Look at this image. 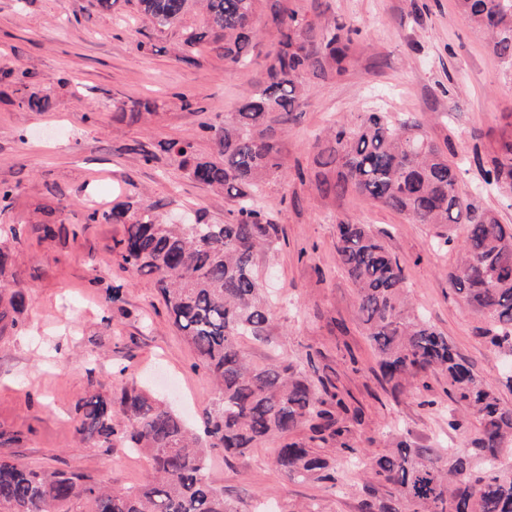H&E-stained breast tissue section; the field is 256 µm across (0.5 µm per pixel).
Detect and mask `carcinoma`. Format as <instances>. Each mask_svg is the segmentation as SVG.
I'll return each mask as SVG.
<instances>
[{"mask_svg":"<svg viewBox=\"0 0 512 512\" xmlns=\"http://www.w3.org/2000/svg\"><path fill=\"white\" fill-rule=\"evenodd\" d=\"M153 24L179 23L192 3L205 24L224 35V59L249 61L258 35L260 0H138ZM472 25L489 36V47L512 63V0H458ZM281 33L268 57L265 80L237 112L215 128L218 159L196 156L190 142H171L166 151L198 182L236 199L223 224L165 223L161 204L140 200L111 212L92 209L88 223L124 225L114 248L123 263L153 277L173 325L183 332L214 384L204 415L201 442L165 400L138 384L117 398L97 392L77 406L79 442L110 448L118 440L145 453L150 470L139 486L116 490L83 474L36 470L0 459V512H238L224 490L206 478L208 450L244 456L269 438L281 441L276 464L290 481L336 483L327 447L351 458L350 445L362 413L351 408L336 384L314 379L289 364L251 365L238 345L241 336L267 338L271 317L256 255L276 248L278 225L256 203L264 181L281 169L277 133L285 131L304 95V77L326 78L346 70L352 35L337 25L317 35L294 12H271ZM318 189L341 197L354 192L372 204L406 215L415 224L448 229L438 246L456 245L449 280L455 292L486 321L480 336L505 362L502 379L512 387V225L466 202L458 191L461 168L411 120H392L372 111L352 125L331 129L320 144ZM486 187L512 186V139L500 144L483 170ZM463 229L455 243L456 229ZM20 224L0 225V337L18 326L26 293L4 283L10 245ZM336 252L357 290L358 314L378 357L382 376L395 390L440 370L448 398L480 423L472 453L412 448L403 441L374 463V480L388 499L369 494L362 512H512V406L475 374L448 337L414 312L403 267L367 224L336 225ZM307 440H295L298 430Z\"/></svg>","mask_w":512,"mask_h":512,"instance_id":"1","label":"carcinoma"}]
</instances>
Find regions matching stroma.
Here are the masks:
<instances>
[{
    "label": "stroma",
    "mask_w": 512,
    "mask_h": 512,
    "mask_svg": "<svg viewBox=\"0 0 512 512\" xmlns=\"http://www.w3.org/2000/svg\"><path fill=\"white\" fill-rule=\"evenodd\" d=\"M297 12L317 25L359 28L343 75L306 78L293 125L277 140L282 168L260 189L258 203L277 224L276 249L259 254L261 282L272 298L268 340L242 338L256 366L287 362L319 372L364 411L353 444L363 462L333 460L344 490L287 480L275 464L279 440L246 457L210 452L207 477L241 512H360L370 465L391 440L414 448L467 451L479 424L448 426L447 379L433 373L423 389L398 393L380 375L358 317L357 294L336 252V226L349 221L379 233L399 259L415 308L448 336L461 357L512 405L500 383L501 359L478 334L482 319L453 290L455 251L434 243L435 230L348 194L317 189V140L379 107L421 121L427 137L463 169L459 190L476 207L512 225V198L482 186L479 162L512 137V64L460 13L457 0H262L251 61L232 66L213 45L199 12L170 28L143 17L137 0L111 11L96 0H0V225L22 224L11 271L27 294L14 331L0 337V458L37 469L84 473L125 489L147 476L149 462L121 443H79L76 406L97 388L121 392L143 380L192 425H200L214 394L212 379L173 326L155 284L114 251L120 224H89L90 208L141 198L162 203V215L221 224L234 209L223 192L195 181L165 142L191 141L197 156L216 159L201 124L223 125L263 79L266 57L279 47L272 8ZM201 34L181 61L187 33ZM49 95L43 110L19 108L21 98ZM148 106L137 123L122 109ZM152 161H144V153ZM54 235H46L44 224ZM120 291L119 301L108 298Z\"/></svg>",
    "instance_id": "stroma-1"
}]
</instances>
